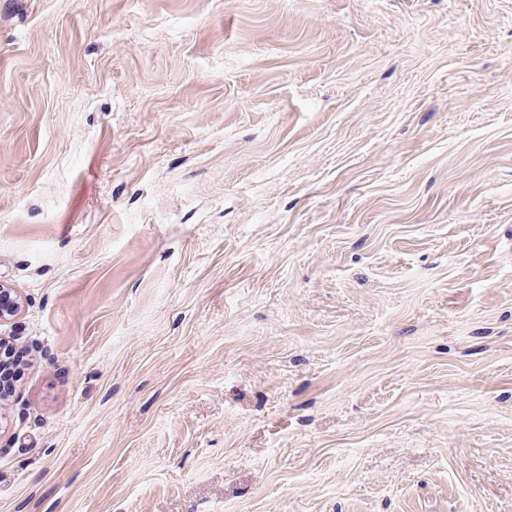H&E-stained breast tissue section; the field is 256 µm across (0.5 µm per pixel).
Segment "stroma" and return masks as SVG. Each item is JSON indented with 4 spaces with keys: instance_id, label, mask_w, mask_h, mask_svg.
<instances>
[{
    "instance_id": "35a3bbf8",
    "label": "stroma",
    "mask_w": 512,
    "mask_h": 512,
    "mask_svg": "<svg viewBox=\"0 0 512 512\" xmlns=\"http://www.w3.org/2000/svg\"><path fill=\"white\" fill-rule=\"evenodd\" d=\"M0 512H512V0H0ZM24 354L14 347L0 351V401L8 399L22 378L25 364Z\"/></svg>"
}]
</instances>
